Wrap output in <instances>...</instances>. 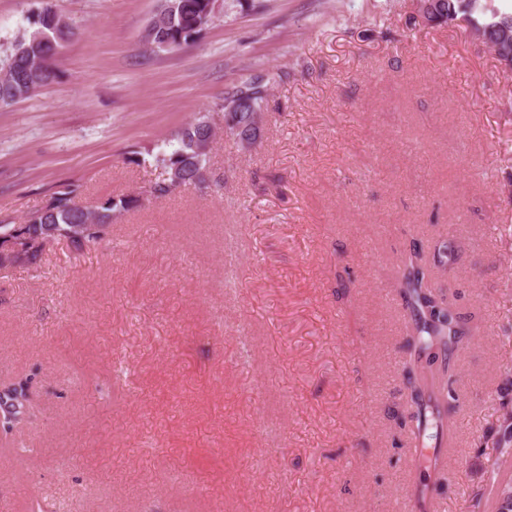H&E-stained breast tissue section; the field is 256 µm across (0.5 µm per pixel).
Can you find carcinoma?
<instances>
[{
	"mask_svg": "<svg viewBox=\"0 0 512 512\" xmlns=\"http://www.w3.org/2000/svg\"><path fill=\"white\" fill-rule=\"evenodd\" d=\"M433 12L424 18L428 26L447 25L462 17L483 30L490 49L512 44V5L484 3L482 0H433ZM168 22L147 39L150 44L167 43L174 50L194 39L209 23L207 0H165L161 7ZM61 16L51 7L43 8L28 18L29 26L16 37L9 53L0 58V107L11 106L35 96L57 78L55 61L63 44L74 36L60 24ZM271 77L254 75L234 85L224 101H244L237 113L241 133H246L253 116L263 111ZM196 119L181 129L171 148L154 155L162 175L151 191L163 198L182 185L197 184L198 171L208 165L207 156L196 152L199 140L207 136ZM239 133V134H241ZM232 133V136L239 137ZM76 189L66 184L56 192L51 206L38 209L25 217L27 231L37 237L57 242L68 236L74 224H112V217L138 207L133 196H108L100 199L92 211L73 203ZM451 260V254L437 250L433 266L423 260L421 249L413 247L405 254L397 269L400 294L410 309L407 340L404 345L403 377L407 389L405 414L401 425L411 437L421 440L427 430L443 428L451 419L455 399L452 385L456 382L454 357L460 345L473 336L469 318L456 301L437 291L433 270ZM30 378L18 377L0 384V431L12 432L33 416ZM487 492L492 498H512V429L497 442V453L489 464Z\"/></svg>",
	"mask_w": 512,
	"mask_h": 512,
	"instance_id": "cac0c4a2",
	"label": "carcinoma"
}]
</instances>
